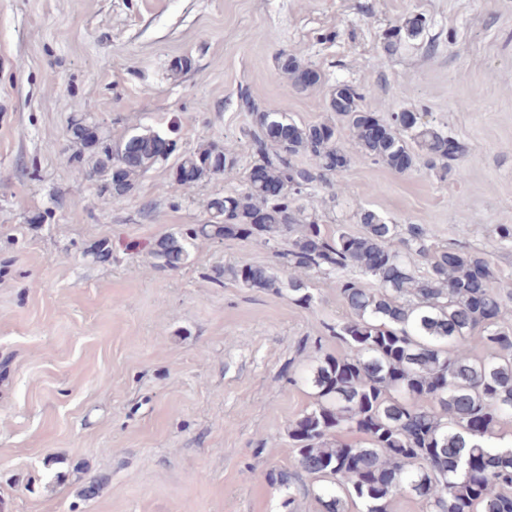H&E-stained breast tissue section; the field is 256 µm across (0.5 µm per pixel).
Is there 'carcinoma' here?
I'll return each mask as SVG.
<instances>
[{"label": "carcinoma", "mask_w": 512, "mask_h": 512, "mask_svg": "<svg viewBox=\"0 0 512 512\" xmlns=\"http://www.w3.org/2000/svg\"><path fill=\"white\" fill-rule=\"evenodd\" d=\"M282 73L301 91L314 88L320 73L294 57H278ZM238 98L249 112L243 130L250 163L262 183L209 199V218L182 225L151 243L153 267L177 270L191 260L199 239L255 240L272 248L279 265L293 271L283 283L271 266L216 267L209 279H229L242 288L281 292L310 307L311 272L333 275L350 316L329 328L343 350L317 360L311 384L315 402L288 430L298 471L281 473L280 484L302 487L321 512H393L405 492L422 512H512V449L493 443L512 422V326L501 322L504 296L491 286L490 262L461 248L431 250L421 224H388L363 210L361 231L339 226L329 234L319 216L298 201L318 185L345 192L332 176L351 157L336 124L297 122L286 112L258 107L249 88ZM364 89L337 83L327 110L347 121L355 147L375 163L402 173L422 158L448 176L450 162L466 146L427 122L394 112L383 123L363 109ZM380 133L372 132V125ZM75 157L87 152L99 191L114 201L133 194L138 179L161 162L153 140L174 130L118 139L80 117L69 124ZM307 153L311 163L298 157ZM244 166L218 141L182 153L174 182L193 186L214 177H235ZM279 185L276 201L264 188ZM400 241L405 250L394 248ZM422 265H417L414 257ZM373 278L378 288H368ZM343 431L363 436L354 448L337 441Z\"/></svg>", "instance_id": "cac0c4a2"}]
</instances>
